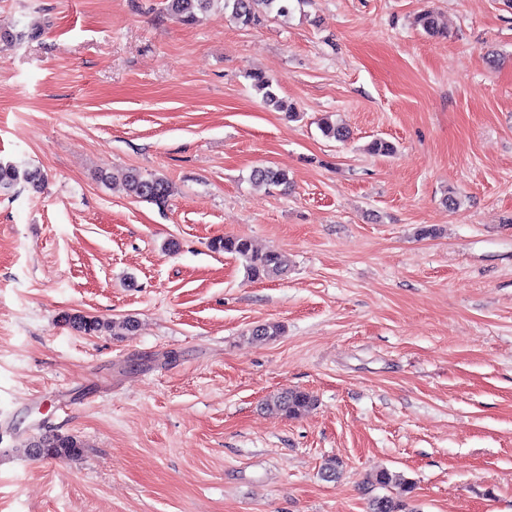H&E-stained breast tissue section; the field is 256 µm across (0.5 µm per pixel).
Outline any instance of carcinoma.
<instances>
[{
    "label": "carcinoma",
    "instance_id": "carcinoma-1",
    "mask_svg": "<svg viewBox=\"0 0 512 512\" xmlns=\"http://www.w3.org/2000/svg\"><path fill=\"white\" fill-rule=\"evenodd\" d=\"M213 0H167V12L177 22L189 25L196 21L197 13L207 10ZM293 0H224V13L243 26H257L270 15L286 18L292 12ZM415 23L428 35L446 34L438 23L437 15L430 9L417 14ZM253 87L262 94L266 106L280 110L283 101L276 95L278 80L262 73L250 75ZM288 116L295 115V108L288 106ZM322 134L330 139L342 141L348 137V131L324 118L320 123ZM121 179L127 189L138 199L151 202L159 207L165 206L173 193L172 184L163 176H145L137 169L128 168L121 172ZM250 179L257 185L268 188L281 187L288 190V175L270 165H261L251 171ZM26 183L33 191L42 189L45 177L41 170L19 169L11 164L0 163V189H9L18 182ZM216 252L235 255L242 260L247 276L256 280H273L288 273V257L277 250L261 251L245 238H217L211 242ZM64 322L84 333L99 332L104 328L112 331L132 332L137 321L131 318L120 322L105 323L96 318L83 315L65 314ZM282 333V327L274 323H264L252 329V336L259 341L272 340ZM314 397L302 390L288 389L269 396L264 402V409L276 416L295 418L314 406ZM83 445L80 440L69 435L46 434L26 445V452L33 458H74L80 455ZM365 484L387 490L383 495H376L369 501L368 512H418L410 502L414 483L404 475L386 469L378 470L365 479Z\"/></svg>",
    "mask_w": 512,
    "mask_h": 512
}]
</instances>
